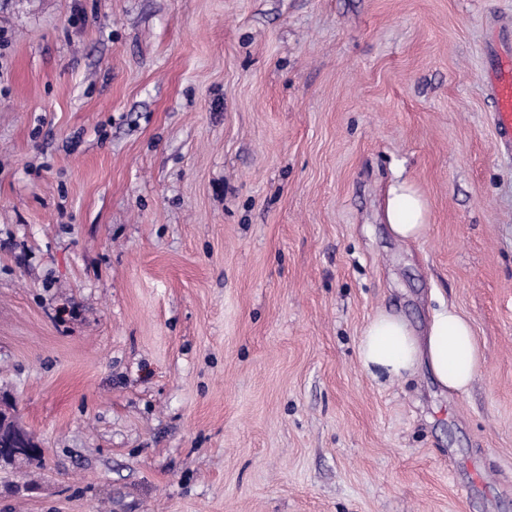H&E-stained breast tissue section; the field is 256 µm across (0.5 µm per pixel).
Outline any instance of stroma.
Masks as SVG:
<instances>
[{"mask_svg": "<svg viewBox=\"0 0 512 512\" xmlns=\"http://www.w3.org/2000/svg\"><path fill=\"white\" fill-rule=\"evenodd\" d=\"M495 48L512 0H0V512H512ZM441 300L467 393L361 369ZM427 213V202L411 181L398 180L389 187L385 215L396 239L412 242L423 238L429 229ZM3 407V408H2ZM0 450L5 456H24L32 451L33 448H40L33 436L20 424L14 414L7 412L5 405H0ZM0 452V457L4 455ZM42 453L38 455H26L18 460L41 461ZM18 460H4L3 465L13 466Z\"/></svg>", "mask_w": 512, "mask_h": 512, "instance_id": "35a3bbf8", "label": "stroma"}]
</instances>
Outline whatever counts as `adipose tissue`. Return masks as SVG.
Returning <instances> with one entry per match:
<instances>
[{
	"instance_id": "obj_1",
	"label": "adipose tissue",
	"mask_w": 512,
	"mask_h": 512,
	"mask_svg": "<svg viewBox=\"0 0 512 512\" xmlns=\"http://www.w3.org/2000/svg\"><path fill=\"white\" fill-rule=\"evenodd\" d=\"M427 202L406 179L394 182L386 199V222L393 236L403 242L423 238ZM358 360L370 376L399 380L427 367L439 385L452 393L466 391L480 366L481 354L470 321L454 306L440 303L424 333H417L398 313L378 311L363 329Z\"/></svg>"
}]
</instances>
